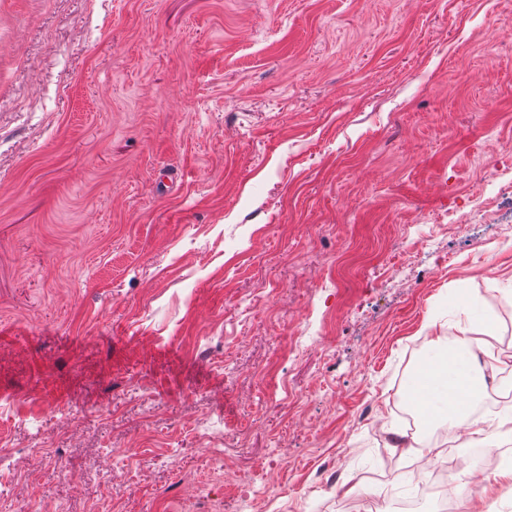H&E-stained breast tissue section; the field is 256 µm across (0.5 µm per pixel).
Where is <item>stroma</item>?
Wrapping results in <instances>:
<instances>
[{"mask_svg":"<svg viewBox=\"0 0 512 512\" xmlns=\"http://www.w3.org/2000/svg\"><path fill=\"white\" fill-rule=\"evenodd\" d=\"M512 0H0V512H394L426 325L512 347ZM458 512H512V483Z\"/></svg>","mask_w":512,"mask_h":512,"instance_id":"35a3bbf8","label":"stroma"}]
</instances>
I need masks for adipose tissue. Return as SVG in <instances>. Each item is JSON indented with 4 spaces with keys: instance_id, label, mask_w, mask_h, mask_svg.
Returning a JSON list of instances; mask_svg holds the SVG:
<instances>
[{
    "instance_id": "ef3b65f1",
    "label": "adipose tissue",
    "mask_w": 512,
    "mask_h": 512,
    "mask_svg": "<svg viewBox=\"0 0 512 512\" xmlns=\"http://www.w3.org/2000/svg\"><path fill=\"white\" fill-rule=\"evenodd\" d=\"M468 314L451 337L428 336L437 359L425 361L406 389L421 424L442 423L455 431L466 448L494 449L500 439L512 438V414L488 419L474 414L475 405L488 396V376L498 373L484 337L494 334V322L483 317L479 303L468 298Z\"/></svg>"
}]
</instances>
